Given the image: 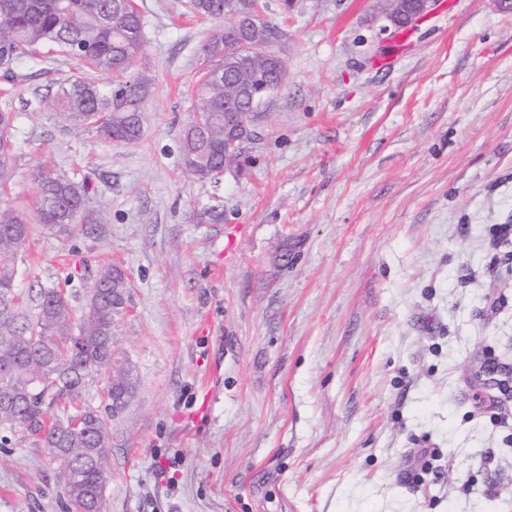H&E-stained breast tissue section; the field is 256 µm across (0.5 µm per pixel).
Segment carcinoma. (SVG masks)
Listing matches in <instances>:
<instances>
[{"mask_svg": "<svg viewBox=\"0 0 512 512\" xmlns=\"http://www.w3.org/2000/svg\"><path fill=\"white\" fill-rule=\"evenodd\" d=\"M193 13L214 22L200 45L210 62L198 84L200 100L193 120L184 128L181 165L188 175L205 181L239 167L241 157L224 158V114L227 103L236 105L238 119L253 127L256 112L242 96L247 89L267 100L276 93L285 60L267 64L257 42L270 36L281 42L287 34L263 16L254 43L238 46L245 67L225 65L224 19L231 10L251 11L252 0H191ZM143 19L135 0H124L112 12V0H0V67L41 48L57 49L89 67L112 74V89L102 93L92 78L65 82L56 93L59 120L68 126L95 124L104 139L131 143L141 133L146 97L152 77L134 71L144 53ZM13 115L0 112V187L14 173ZM37 170L35 221L68 233L84 211L88 186L60 177H42ZM33 227L10 209L0 208V426L20 431L53 449L58 462L56 480L69 502L85 512H103V491L108 483L107 420L97 411H76L79 422L66 421L68 413L54 411L57 403L80 400L87 378L97 372L105 381L107 398L123 408L136 396L135 369L112 367L117 350L115 317L127 302L128 277L114 265L102 267L90 285L87 311L77 332L70 326L66 296L56 288L39 295L36 321L15 310L14 259Z\"/></svg>", "mask_w": 512, "mask_h": 512, "instance_id": "cac0c4a2", "label": "carcinoma"}]
</instances>
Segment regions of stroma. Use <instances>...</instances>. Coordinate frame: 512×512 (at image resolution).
<instances>
[{
    "label": "stroma",
    "instance_id": "35a3bbf8",
    "mask_svg": "<svg viewBox=\"0 0 512 512\" xmlns=\"http://www.w3.org/2000/svg\"><path fill=\"white\" fill-rule=\"evenodd\" d=\"M153 78L133 143L61 124L60 52L0 69L33 219L35 172L88 184L72 233L15 262L20 311L74 315L107 264L138 392L112 417L104 512H512V13L436 0L396 51L373 0H264L287 79L242 171L184 173L208 21L136 0ZM392 54L390 65L372 59ZM49 448L0 428V512H68Z\"/></svg>",
    "mask_w": 512,
    "mask_h": 512
}]
</instances>
